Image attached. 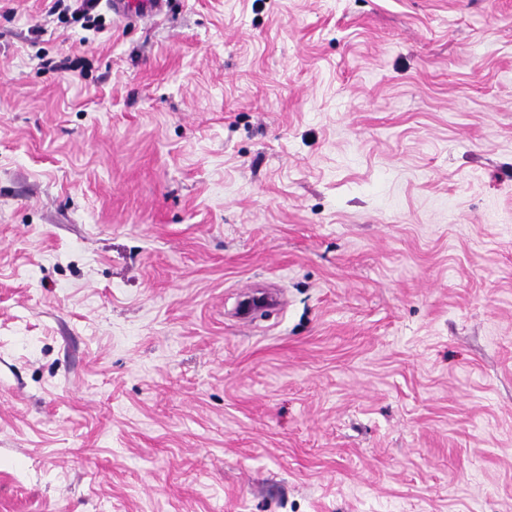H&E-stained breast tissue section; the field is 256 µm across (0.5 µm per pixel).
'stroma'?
Segmentation results:
<instances>
[{
  "label": "stroma",
  "mask_w": 512,
  "mask_h": 512,
  "mask_svg": "<svg viewBox=\"0 0 512 512\" xmlns=\"http://www.w3.org/2000/svg\"><path fill=\"white\" fill-rule=\"evenodd\" d=\"M51 5L0 0V512H512V0ZM104 2L118 17L134 21L163 13L169 3L168 0H105Z\"/></svg>",
  "instance_id": "obj_1"
}]
</instances>
